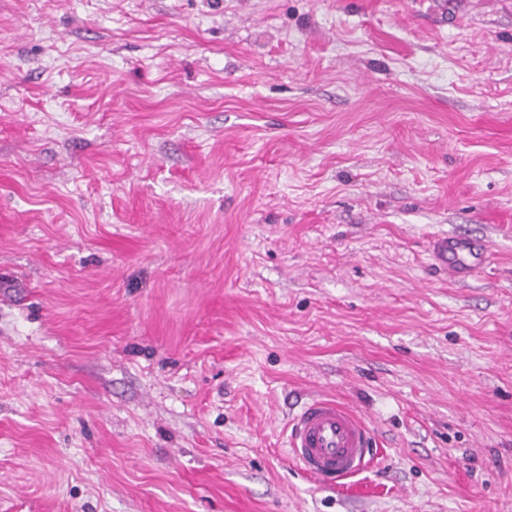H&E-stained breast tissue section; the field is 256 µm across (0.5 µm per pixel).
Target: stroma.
Listing matches in <instances>:
<instances>
[{"mask_svg": "<svg viewBox=\"0 0 512 512\" xmlns=\"http://www.w3.org/2000/svg\"><path fill=\"white\" fill-rule=\"evenodd\" d=\"M0 512H512V0H0ZM431 256L435 264L453 278L462 273L464 266L474 272L486 262L485 249H478L473 242L453 236L436 237L431 244ZM289 429L287 455L326 486H344L372 462L367 423L333 398L312 399L289 421Z\"/></svg>", "mask_w": 512, "mask_h": 512, "instance_id": "35a3bbf8", "label": "stroma"}]
</instances>
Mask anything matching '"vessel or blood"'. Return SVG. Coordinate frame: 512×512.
<instances>
[{
    "label": "vessel or blood",
    "instance_id": "1",
    "mask_svg": "<svg viewBox=\"0 0 512 512\" xmlns=\"http://www.w3.org/2000/svg\"><path fill=\"white\" fill-rule=\"evenodd\" d=\"M431 256L453 278L462 270L480 269L486 261L484 249L453 236L436 237ZM287 452L301 472L339 488L371 464V432L352 409L333 398L317 397L290 420Z\"/></svg>",
    "mask_w": 512,
    "mask_h": 512
}]
</instances>
